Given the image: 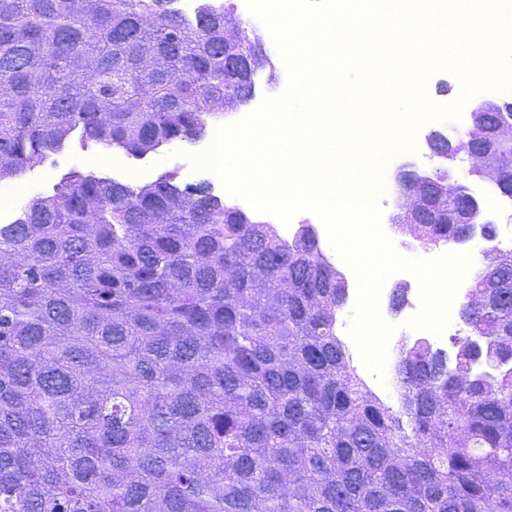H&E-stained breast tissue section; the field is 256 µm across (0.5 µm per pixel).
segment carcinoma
I'll list each match as a JSON object with an SVG mask.
<instances>
[{"label": "carcinoma", "mask_w": 512, "mask_h": 512, "mask_svg": "<svg viewBox=\"0 0 512 512\" xmlns=\"http://www.w3.org/2000/svg\"><path fill=\"white\" fill-rule=\"evenodd\" d=\"M0 0V182L75 131L146 156L192 141L255 77L231 4ZM232 21L234 34L210 24ZM175 176L71 172L0 224V512H512V251L461 307L456 364L416 342L401 411L336 337L316 244ZM460 201L413 225L458 244Z\"/></svg>", "instance_id": "cac0c4a2"}]
</instances>
